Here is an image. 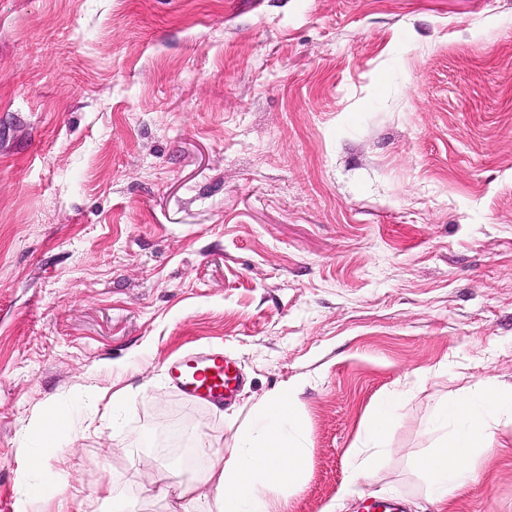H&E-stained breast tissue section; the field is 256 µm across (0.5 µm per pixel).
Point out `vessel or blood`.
Wrapping results in <instances>:
<instances>
[{
  "label": "vessel or blood",
  "mask_w": 512,
  "mask_h": 512,
  "mask_svg": "<svg viewBox=\"0 0 512 512\" xmlns=\"http://www.w3.org/2000/svg\"><path fill=\"white\" fill-rule=\"evenodd\" d=\"M168 373L184 396L218 409L234 401L244 381L236 361L212 349L184 351L171 361Z\"/></svg>",
  "instance_id": "vessel-or-blood-1"
}]
</instances>
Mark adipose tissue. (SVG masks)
Wrapping results in <instances>:
<instances>
[{
	"instance_id": "ef3b65f1",
	"label": "adipose tissue",
	"mask_w": 512,
	"mask_h": 512,
	"mask_svg": "<svg viewBox=\"0 0 512 512\" xmlns=\"http://www.w3.org/2000/svg\"><path fill=\"white\" fill-rule=\"evenodd\" d=\"M301 388V382L292 381L261 399L252 408L250 425L238 430L231 448L222 452L199 448L200 464L191 479H183L177 471L165 473L156 483V496L171 500V512H195L197 488L206 485L215 493L219 512H279L280 495L301 484L306 468L299 420ZM401 407L400 390H389L379 398L352 450L342 492H349L377 466ZM511 423L512 393L496 388L459 395L436 411L438 445L422 460L421 468L438 512H450L453 501L468 493L477 480L474 461L491 451L498 427ZM71 425L65 414L41 417L37 424L41 447L27 454L25 472L39 475L42 486L22 493L18 512H43L51 502L56 503L57 512H68L64 488L52 479L48 463L56 458Z\"/></svg>"
}]
</instances>
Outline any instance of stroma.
Instances as JSON below:
<instances>
[{
	"mask_svg": "<svg viewBox=\"0 0 512 512\" xmlns=\"http://www.w3.org/2000/svg\"><path fill=\"white\" fill-rule=\"evenodd\" d=\"M193 347L245 375L224 410L165 380ZM296 379L288 512H435L437 405L512 387V0H0V512L44 411L81 512H168L164 446L230 447ZM477 472L454 512H512V425ZM402 391L392 389L381 396L376 408L362 426L359 444L352 450L349 475L342 484L338 499H342L357 482L370 473L388 448L387 433L400 416Z\"/></svg>",
	"mask_w": 512,
	"mask_h": 512,
	"instance_id": "stroma-1",
	"label": "stroma"
}]
</instances>
